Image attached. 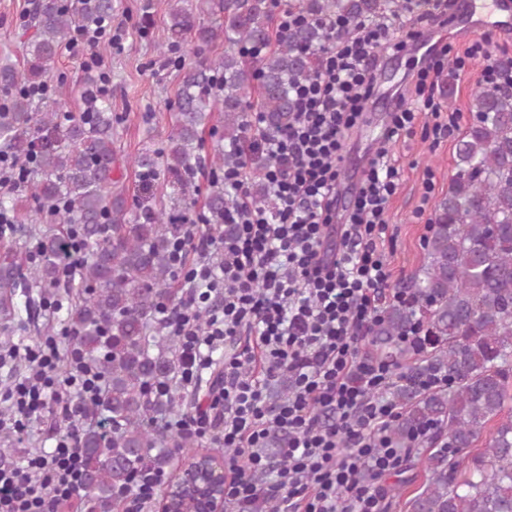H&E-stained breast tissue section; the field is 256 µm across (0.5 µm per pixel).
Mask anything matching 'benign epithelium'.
<instances>
[{"mask_svg": "<svg viewBox=\"0 0 512 512\" xmlns=\"http://www.w3.org/2000/svg\"><path fill=\"white\" fill-rule=\"evenodd\" d=\"M209 465L201 467L193 461L184 466L176 478L166 485L163 498L158 501L157 512H176V499L170 492H186L192 498L191 512H224V463L208 457Z\"/></svg>", "mask_w": 512, "mask_h": 512, "instance_id": "1", "label": "benign epithelium"}]
</instances>
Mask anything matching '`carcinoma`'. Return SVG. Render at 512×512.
I'll use <instances>...</instances> for the list:
<instances>
[{
    "mask_svg": "<svg viewBox=\"0 0 512 512\" xmlns=\"http://www.w3.org/2000/svg\"><path fill=\"white\" fill-rule=\"evenodd\" d=\"M184 2L170 3L171 49L190 41L200 52L222 37L224 55L177 60L185 75L167 146L133 161L148 181L167 176L166 200L154 208H130L112 179L117 158L108 101L67 115L61 97L40 106L13 93L19 75L0 65L7 100L0 108V153L24 156L32 135L40 137L30 190L51 226L24 229L43 243L30 279L56 287L70 226L79 228L87 250L69 287V323L104 390L80 437L84 512H122L119 491L131 489L142 471L163 469L167 449L189 445L153 426L156 415L180 402L153 388L177 370L174 337L162 333L159 318L164 302L180 294L173 244L183 225L171 211L195 202L201 130L215 111L216 91L223 107L209 153L210 224L224 223L230 205L224 170L243 164L238 146L248 113H263L271 132L287 126L298 111L296 86L317 75L328 49V24L383 23L403 8V0H288V11L302 20L280 36L271 26L272 0H208L207 14H224L218 25ZM111 16L112 0H31L27 82L41 83L76 30ZM469 111L473 122L455 144L448 194L425 243L427 262L403 284L411 299L388 305L368 339L367 350L398 370L391 397L401 412L389 430L392 441L405 448L428 431L431 452L420 459V473L393 487L406 495V512H512V80L476 91ZM58 202L66 207L52 210ZM105 224L111 225L106 238ZM16 288L17 251L9 248L0 254V309L15 308ZM418 326L426 349L412 360L401 339Z\"/></svg>",
    "mask_w": 512,
    "mask_h": 512,
    "instance_id": "carcinoma-1",
    "label": "carcinoma"
}]
</instances>
